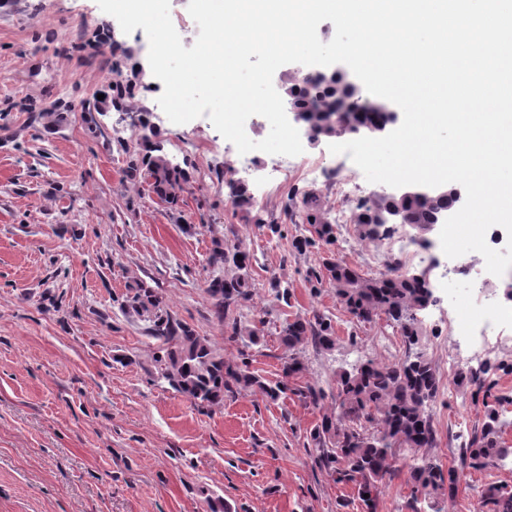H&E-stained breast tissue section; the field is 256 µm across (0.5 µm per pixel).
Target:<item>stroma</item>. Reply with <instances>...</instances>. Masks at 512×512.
Instances as JSON below:
<instances>
[{"label": "stroma", "instance_id": "35a3bbf8", "mask_svg": "<svg viewBox=\"0 0 512 512\" xmlns=\"http://www.w3.org/2000/svg\"><path fill=\"white\" fill-rule=\"evenodd\" d=\"M118 47L135 50L123 69L147 63L144 30L123 33L97 0H0V512H208L217 497L236 512H358L350 489L312 464L307 436L319 409L250 392L197 408L158 379L159 344L120 303L128 289H158L172 315L231 355L207 290L213 243L226 240L253 257L246 319L263 313L275 323L314 309L334 321L335 349H303L296 385L329 392L336 372L359 361H398L406 346L396 328L383 318L354 322L331 284L315 289L306 277L330 253L376 276L369 257L384 241L360 240L345 224L334 244L300 256L291 242L305 226L283 214L307 191L331 222L376 184L348 155L330 153L328 138L305 144L280 182L262 170L250 178L263 216L281 223L273 236L229 202L224 169L238 165L235 146L207 117L170 122L158 104L164 86L149 75L135 103L154 110L166 152L191 175L169 210L125 179L140 135L130 117L108 111L92 132L79 110L110 84ZM41 112L58 113L54 129L37 122ZM341 174L357 181L346 197L331 189ZM275 275L288 282L290 304L274 300ZM431 280L438 302L418 313L419 349L439 367L452 349L448 299L470 297L473 284L443 265ZM383 334L392 346L377 345ZM430 409L436 456L462 471L447 512H488L481 494L512 486V458L462 468L461 449L485 420L481 399L451 381Z\"/></svg>", "mask_w": 512, "mask_h": 512}]
</instances>
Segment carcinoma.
Masks as SVG:
<instances>
[{
  "label": "carcinoma",
  "mask_w": 512,
  "mask_h": 512,
  "mask_svg": "<svg viewBox=\"0 0 512 512\" xmlns=\"http://www.w3.org/2000/svg\"><path fill=\"white\" fill-rule=\"evenodd\" d=\"M309 82L307 77L294 79L288 95L301 103L309 128L318 133L324 126L336 124V109L343 99L353 95V90L341 79L328 81L321 76L318 82L323 86L324 99L320 100ZM138 89L139 85L131 82L120 65L112 66V107L116 111H133ZM363 102V111L354 115L355 124L364 126L384 120L379 103L366 97ZM146 115V109H139L141 131L148 129ZM157 136L152 129L150 137L141 138L142 149L130 156L126 176L147 183L162 203L175 210L190 175L164 152L162 142L155 140ZM224 184L230 190L232 207L242 213L246 222L265 226L273 235L280 233L277 222L263 218L253 209L245 184L230 176L224 177ZM299 203L315 237H294L295 252L306 253L318 240L326 245L333 243L336 225L322 220L315 196L304 193L299 201L291 199L285 207V217L295 221ZM449 205L447 196L401 203L408 221L420 227ZM368 211L365 204L357 205L351 211L350 223L362 239L375 241L377 237L366 228ZM209 263L224 268V275L211 279L207 290L215 299V315L224 323L226 340L240 345L232 358L218 353L207 337L174 317L158 289L141 285L124 297L122 308L146 321L149 336L160 343L161 355L156 358L159 378L202 409L220 406L224 398L245 391L259 392L272 401L290 393L306 406L323 408L326 394L322 388L292 387L289 382L304 369L299 357L304 347L310 344L321 351L335 348L332 319L314 311L310 316L296 315L281 321L278 336L284 350L280 357L282 376L270 382L249 370L250 351L263 346L266 320L261 318L243 326L233 316L240 303L252 298L250 253L235 243L217 241ZM325 280L334 285L336 295L357 322L370 323L383 315L394 324L408 355L391 364L369 359L336 374V410L322 413L307 436V445L313 448L314 467L334 483L351 486L361 512H377L381 486L405 469L411 484L412 512H422L423 503L430 512H444L445 501L455 495L458 475L451 468L443 471L439 459L430 452L437 445L438 435L428 407L441 388V376L423 354L414 351L421 336L417 312L429 297L428 286L396 261L388 265V272L366 278L333 256L323 258L319 268L311 271L312 285ZM461 383L474 387L475 395L482 396L487 409L480 432L466 447L468 465L482 468L512 456V448L502 437L497 405L504 398L495 394L496 382L488 379L487 370L481 368L464 373ZM484 502L492 505L490 512H512V488L492 486Z\"/></svg>",
  "instance_id": "obj_1"
}]
</instances>
